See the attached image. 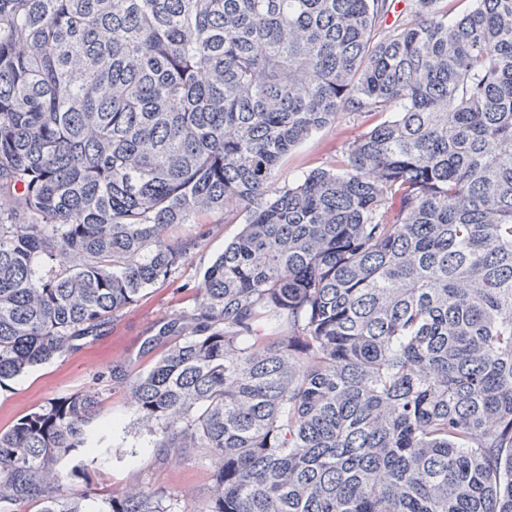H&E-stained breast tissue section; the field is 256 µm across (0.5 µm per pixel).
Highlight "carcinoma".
<instances>
[{
  "label": "carcinoma",
  "instance_id": "1",
  "mask_svg": "<svg viewBox=\"0 0 512 512\" xmlns=\"http://www.w3.org/2000/svg\"><path fill=\"white\" fill-rule=\"evenodd\" d=\"M452 2L0 0V382L244 217L111 376L207 492L68 493L93 386L0 431V512H512V0ZM366 119L339 118L335 124L315 133L289 155L282 177L291 179L303 171L330 165L340 157L345 143L367 127Z\"/></svg>",
  "mask_w": 512,
  "mask_h": 512
}]
</instances>
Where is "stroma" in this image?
Segmentation results:
<instances>
[{
    "instance_id": "35a3bbf8",
    "label": "stroma",
    "mask_w": 512,
    "mask_h": 512,
    "mask_svg": "<svg viewBox=\"0 0 512 512\" xmlns=\"http://www.w3.org/2000/svg\"><path fill=\"white\" fill-rule=\"evenodd\" d=\"M365 127L364 119L343 117L323 128L289 155L283 177L290 179L327 167ZM241 228V223H225L220 215L180 225L178 235L199 239L200 248L170 278L145 290L138 302L102 332L82 340L76 350L6 380L0 386V428H8L15 419L51 399L88 388L96 379L108 377L113 367L132 373L149 369L152 359L142 353L145 338L158 324L193 307L204 268ZM88 438L91 450H77L64 460L73 493L103 486L118 489L140 476L167 489L196 490L210 482V466L204 460L192 457L168 466L155 465L153 438L138 424L123 390L106 391L99 415L88 428ZM131 447L136 450L132 456L127 453Z\"/></svg>"
}]
</instances>
